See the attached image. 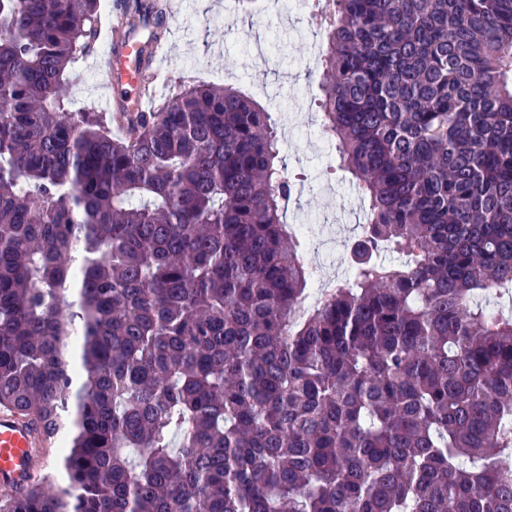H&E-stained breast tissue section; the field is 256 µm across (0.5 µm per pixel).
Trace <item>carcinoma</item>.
I'll use <instances>...</instances> for the list:
<instances>
[{"label": "carcinoma", "instance_id": "cac0c4a2", "mask_svg": "<svg viewBox=\"0 0 512 512\" xmlns=\"http://www.w3.org/2000/svg\"><path fill=\"white\" fill-rule=\"evenodd\" d=\"M100 2L0 0V404L65 477L0 512H512V0H315L367 208L304 310L259 103L183 83L119 138L70 109Z\"/></svg>", "mask_w": 512, "mask_h": 512}]
</instances>
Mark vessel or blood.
I'll list each match as a JSON object with an SVG mask.
<instances>
[{"mask_svg": "<svg viewBox=\"0 0 512 512\" xmlns=\"http://www.w3.org/2000/svg\"><path fill=\"white\" fill-rule=\"evenodd\" d=\"M145 17L127 15L122 0L113 6V37L108 51L98 58L107 90L135 88V109H149L150 88L145 87L147 65L140 63L139 45L133 39ZM50 435L33 420L9 405H0V490L20 495L44 476L50 467Z\"/></svg>", "mask_w": 512, "mask_h": 512, "instance_id": "obj_1", "label": "vessel or blood"}]
</instances>
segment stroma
<instances>
[{
	"instance_id": "1",
	"label": "stroma",
	"mask_w": 512,
	"mask_h": 512,
	"mask_svg": "<svg viewBox=\"0 0 512 512\" xmlns=\"http://www.w3.org/2000/svg\"><path fill=\"white\" fill-rule=\"evenodd\" d=\"M180 2L167 25V60L155 67L159 97L193 79L242 89L262 104L280 128L281 155L295 181L287 222L308 227L304 242L317 274L344 278L361 196L335 152L323 149L319 76L308 66L323 37L319 16L309 5L284 14L278 0H255L248 13L237 0Z\"/></svg>"
}]
</instances>
